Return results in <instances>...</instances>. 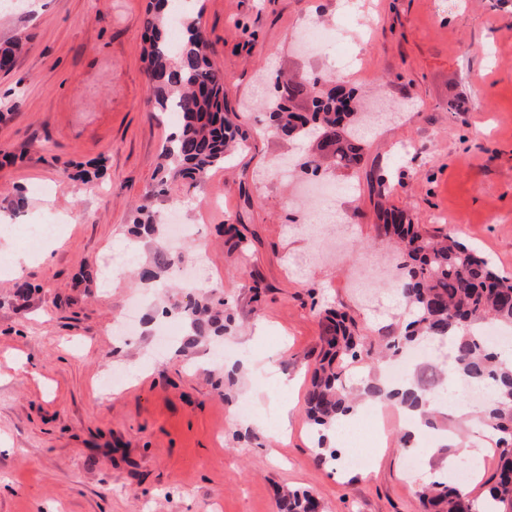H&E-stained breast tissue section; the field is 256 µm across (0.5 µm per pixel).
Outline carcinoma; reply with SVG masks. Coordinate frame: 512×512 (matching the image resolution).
<instances>
[{
	"label": "carcinoma",
	"mask_w": 512,
	"mask_h": 512,
	"mask_svg": "<svg viewBox=\"0 0 512 512\" xmlns=\"http://www.w3.org/2000/svg\"><path fill=\"white\" fill-rule=\"evenodd\" d=\"M165 2L149 0L144 21L149 31L145 62L155 102L159 111H174L178 117L175 131L161 148L157 184L163 191L181 179H201L224 167L227 154L242 140L240 129L224 112V70L209 59L205 31L199 23L183 19V40L172 48L165 32ZM324 87L321 78L308 74L283 86L280 78H275L274 93L265 101L271 131L283 139L316 141V152L299 163L315 175L327 158L338 168L356 171L363 158L364 119L350 107L352 96L340 97L336 90ZM161 229L156 213L135 210L134 234L145 233L155 244L157 262L141 273V279L151 285L160 283L174 265ZM377 234L396 241L402 251L396 289L407 305V324L401 333L372 338L362 335L345 313L324 311V353L306 394L318 459H336L326 448L328 433L358 401L380 399L417 409L437 399L439 373L431 366L419 368L397 386L372 379L356 391L347 384L348 366L368 359L374 367L388 356L406 353L430 340H447L452 345L450 373L474 387L492 390L478 420L496 436L499 461L482 503L458 485L432 481L417 492L419 512H512V368L502 365L495 347L478 332L487 322L512 329V276L495 271L456 236L432 235L399 209L384 210ZM209 301L205 296L177 307L193 336L230 332L226 320L211 314ZM282 512L321 510L311 494L292 492L283 498Z\"/></svg>",
	"instance_id": "1"
}]
</instances>
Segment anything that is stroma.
<instances>
[{
	"mask_svg": "<svg viewBox=\"0 0 512 512\" xmlns=\"http://www.w3.org/2000/svg\"><path fill=\"white\" fill-rule=\"evenodd\" d=\"M31 4L0 0V44L27 41L0 72V216L71 221L48 263L0 278V512H279L294 490L325 512H416L419 482H456L424 438L400 447V423L373 471L348 467L372 442L365 413L333 432L336 461L319 463L305 393L321 309L343 308L375 337L404 323L376 274L393 265L376 233L384 209L454 232L512 275V0H202L224 106L247 142L176 192L183 222L200 227L201 286L235 323L191 347L162 311L199 288L132 276L155 262L128 229L136 208L168 212L155 172L176 126L150 101L148 0ZM267 70L331 75L359 105H389L369 122L358 171L273 169L304 146L265 129ZM97 162L100 178H73ZM22 280L36 286L24 299ZM135 298L142 327L127 341L115 323ZM114 370L127 379L105 391ZM282 376L297 383L285 424ZM486 441L475 426L448 447L479 473L477 499L498 461Z\"/></svg>",
	"mask_w": 512,
	"mask_h": 512,
	"instance_id": "1",
	"label": "stroma"
}]
</instances>
